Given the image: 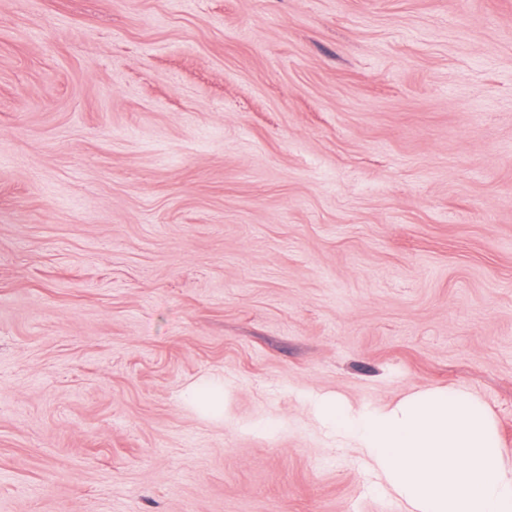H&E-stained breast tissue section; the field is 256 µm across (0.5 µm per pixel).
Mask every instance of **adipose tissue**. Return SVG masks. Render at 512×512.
<instances>
[{"label":"adipose tissue","mask_w":512,"mask_h":512,"mask_svg":"<svg viewBox=\"0 0 512 512\" xmlns=\"http://www.w3.org/2000/svg\"><path fill=\"white\" fill-rule=\"evenodd\" d=\"M319 415L355 444L407 512H512V462L490 411L469 392L425 390L358 411L328 399Z\"/></svg>","instance_id":"adipose-tissue-1"}]
</instances>
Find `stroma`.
Instances as JSON below:
<instances>
[{
	"label": "stroma",
	"instance_id": "1",
	"mask_svg": "<svg viewBox=\"0 0 512 512\" xmlns=\"http://www.w3.org/2000/svg\"><path fill=\"white\" fill-rule=\"evenodd\" d=\"M441 387L512 456V0H0V512H403L318 404Z\"/></svg>",
	"mask_w": 512,
	"mask_h": 512
}]
</instances>
